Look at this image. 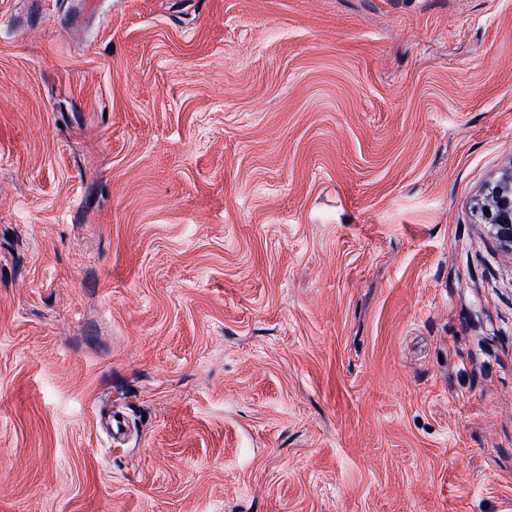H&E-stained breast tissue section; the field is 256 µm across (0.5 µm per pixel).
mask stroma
<instances>
[{
	"label": "stroma",
	"mask_w": 512,
	"mask_h": 512,
	"mask_svg": "<svg viewBox=\"0 0 512 512\" xmlns=\"http://www.w3.org/2000/svg\"><path fill=\"white\" fill-rule=\"evenodd\" d=\"M510 172L512 0H0V512H512ZM484 216L503 247L512 252V172L487 188ZM490 210V217L485 212Z\"/></svg>",
	"instance_id": "1"
}]
</instances>
